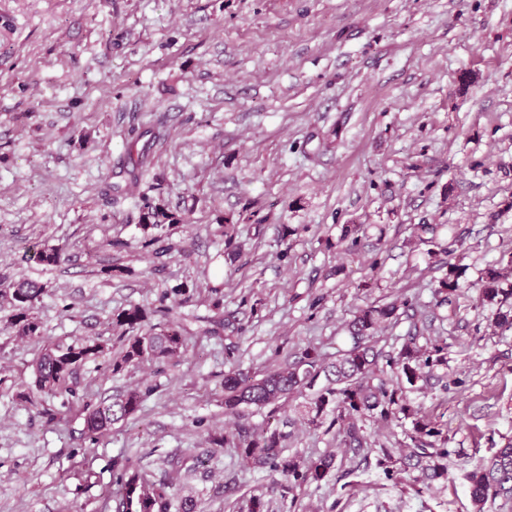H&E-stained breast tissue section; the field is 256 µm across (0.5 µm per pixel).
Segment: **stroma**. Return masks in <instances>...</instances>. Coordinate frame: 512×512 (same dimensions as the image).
I'll use <instances>...</instances> for the list:
<instances>
[{"label": "stroma", "mask_w": 512, "mask_h": 512, "mask_svg": "<svg viewBox=\"0 0 512 512\" xmlns=\"http://www.w3.org/2000/svg\"><path fill=\"white\" fill-rule=\"evenodd\" d=\"M150 144L128 160L130 132ZM189 216L161 271L141 246L139 192ZM243 252L222 257L218 225ZM358 225L347 250L343 225ZM430 224L434 245L413 246ZM128 243L115 253L106 242ZM66 244L58 267L24 263L36 243ZM512 252V0H0V289L47 284L44 341L21 340L0 306V512H102L112 459L173 480L197 512H473L465 475L512 441V330L482 303L483 269ZM460 289L438 304L447 276ZM186 285L181 356L111 374L112 316L154 309ZM411 300L379 338L439 346L411 405L441 428L448 478L425 487L378 466L410 420L365 421L366 448L338 426L293 418L291 451L335 454L321 485L275 491L211 436L265 413L224 412V375L331 362L350 346L357 307ZM95 338L77 396L32 395L44 342ZM136 417L96 440L84 402L134 388Z\"/></svg>", "instance_id": "35a3bbf8"}]
</instances>
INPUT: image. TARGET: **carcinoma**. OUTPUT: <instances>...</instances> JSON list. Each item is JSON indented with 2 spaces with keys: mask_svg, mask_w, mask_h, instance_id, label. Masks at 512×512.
<instances>
[{
  "mask_svg": "<svg viewBox=\"0 0 512 512\" xmlns=\"http://www.w3.org/2000/svg\"><path fill=\"white\" fill-rule=\"evenodd\" d=\"M139 209L142 247L156 260L153 271L159 272L164 266L163 258L173 250L172 228L188 220L171 212L162 199L145 194L139 197ZM221 234L225 259L232 263L241 253L236 241L237 225L224 221ZM66 259L62 245H34L23 254V261L45 266H56ZM508 269H512V253L486 267L480 279L481 299L496 306L495 326L504 330L512 329V306L505 307L512 300ZM47 292L45 284L32 280L9 285L5 293L11 309L8 327L15 336L32 340L43 337L42 324L33 310ZM172 293L183 295L185 290L178 287L171 293L163 292L159 306L150 312L131 306L112 317V325L122 331V345L113 353L110 363L112 372L119 373L149 360L169 361L180 354L186 329L173 316L174 306L167 304ZM397 311L394 303L370 304L359 309L348 327L351 348L329 364L323 363L319 352L310 347L297 361L270 369L260 377L242 370L224 374L225 413L238 416L243 408L262 410L271 406L274 414L275 406L297 394L304 398L301 408L309 425L317 428L333 416L332 422L344 423L345 442L356 450L366 444L359 421L367 417L387 425L401 414L412 419L415 433L439 435L440 429L404 396V385L414 387L426 380L423 369L430 364V357L417 345V336L408 337L396 353L378 347L377 333L397 317ZM153 315L160 316L166 326L159 329L151 325ZM103 350L104 345L95 338L44 349L33 369L32 386L41 394L73 395L77 372ZM386 367L396 373V383L392 385L378 376ZM321 379L324 383L320 385ZM144 398L145 393L133 390L86 408L85 434L95 439L113 424L135 416ZM288 423L289 419L279 418L258 432L240 426L211 441L219 447L237 449L251 466L281 477L286 489L320 484L335 468L336 458L329 454L312 460L290 452ZM447 457L448 449L434 448L416 438L402 466L420 469L421 481L430 487L447 478ZM466 481L471 500L479 508L497 498L512 501V444L478 463L466 474ZM113 504L119 506V512H196L197 507L191 496L174 500L171 482L147 480L141 466L124 455L112 459V483L105 491L103 509Z\"/></svg>",
  "mask_w": 512,
  "mask_h": 512,
  "instance_id": "carcinoma-1",
  "label": "carcinoma"
}]
</instances>
